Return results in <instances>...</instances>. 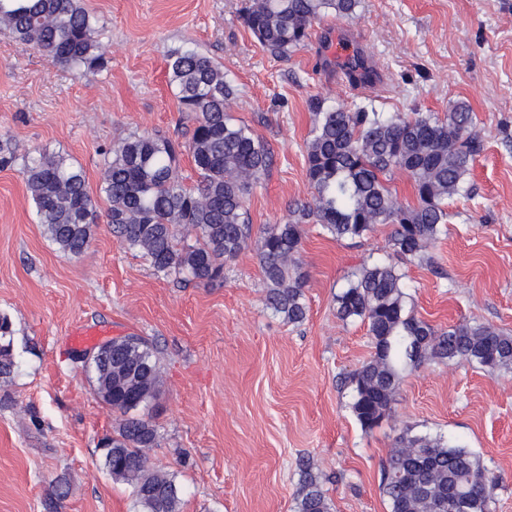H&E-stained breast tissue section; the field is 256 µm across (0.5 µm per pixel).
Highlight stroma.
I'll return each mask as SVG.
<instances>
[{
    "mask_svg": "<svg viewBox=\"0 0 512 512\" xmlns=\"http://www.w3.org/2000/svg\"><path fill=\"white\" fill-rule=\"evenodd\" d=\"M246 0H82L97 21L105 67L86 76L0 32V317L16 362L0 385V512H136L112 479L100 440L120 414L83 369L72 330L135 334L153 346L163 387L150 413L155 468L174 474L182 512H295L300 465L322 478L333 512H389L381 468L403 429L440 436L480 457L497 479L493 512H512V373L429 362L407 371L391 412L362 429L343 374L369 359L366 324L342 321L334 296L348 274L387 259L390 227L335 241L305 227L303 323L264 306L254 248L208 284L158 274L107 222L101 170L132 133L180 139L171 50L211 57L235 94L234 122L274 149L270 176L247 202L254 229L285 220L312 198L304 161L313 104L442 116L470 106L486 149L468 197L448 203V224L422 263L406 265L414 314L435 327L462 321L512 334V0H361L354 19L316 21L285 58L242 21ZM363 52L381 75L346 82L340 66ZM43 149L80 166L98 206L88 248L59 251L45 237L21 174Z\"/></svg>",
    "mask_w": 512,
    "mask_h": 512,
    "instance_id": "1",
    "label": "stroma"
}]
</instances>
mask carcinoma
<instances>
[{
	"label": "carcinoma",
	"mask_w": 512,
	"mask_h": 512,
	"mask_svg": "<svg viewBox=\"0 0 512 512\" xmlns=\"http://www.w3.org/2000/svg\"><path fill=\"white\" fill-rule=\"evenodd\" d=\"M359 6L360 0H251L242 20L264 48L286 56L305 45L316 20L328 14L351 18ZM0 30L66 68H104L98 30L80 0H0ZM167 66L180 111L193 122L189 139L133 133L112 148L102 171L112 231L139 249L156 272L210 283L223 276L224 262L252 245L266 282V307L299 324L307 316L306 274L295 258L304 225L318 224L336 241L361 239L390 225L394 260L362 264L336 295V315L365 323L374 345L371 358L342 380L362 428L373 430L391 410L401 373L428 361L466 362L491 375L512 371V334L467 321L438 329L416 317L408 310L400 267L426 260L448 223V200L468 191L473 161L485 151L469 106L457 102L442 118L318 107L305 144L313 199L295 204L291 218L267 225L253 241L246 200L269 176L275 152L249 126L227 116L234 90L209 56L176 50ZM345 75L353 84L376 78L359 58L348 63ZM185 154L197 174L191 186L181 169ZM396 172L410 177L415 203H403L391 188ZM22 176L44 234L65 253L81 254L97 220L83 170L37 150L24 156ZM181 225L195 230V243L178 245ZM12 344L11 323L0 317V378L13 371ZM89 375L97 388L109 383L102 400L123 415L116 434L103 443L112 477L131 487L139 512H181L176 477L144 464L146 450L157 445L156 425L149 416L132 414L160 390L149 342L134 335L112 339ZM495 486V477L466 448L409 429L397 437L380 482L390 512H492ZM295 512H331L309 468Z\"/></svg>",
	"instance_id": "carcinoma-1"
}]
</instances>
